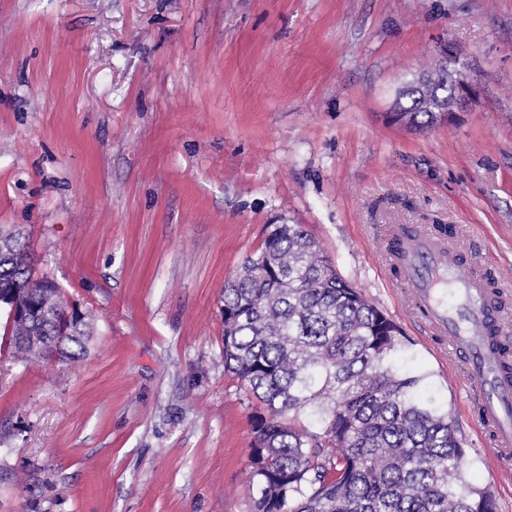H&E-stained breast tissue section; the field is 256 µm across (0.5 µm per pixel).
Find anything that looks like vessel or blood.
<instances>
[{"mask_svg":"<svg viewBox=\"0 0 512 512\" xmlns=\"http://www.w3.org/2000/svg\"><path fill=\"white\" fill-rule=\"evenodd\" d=\"M396 246L388 258L397 265L408 301L427 318V326L446 337L462 355L466 375L483 411L497 421L498 453H512V378L498 369L488 341L490 328H501L499 296L485 288L478 268L466 262L454 242L392 227Z\"/></svg>","mask_w":512,"mask_h":512,"instance_id":"vessel-or-blood-1","label":"vessel or blood"}]
</instances>
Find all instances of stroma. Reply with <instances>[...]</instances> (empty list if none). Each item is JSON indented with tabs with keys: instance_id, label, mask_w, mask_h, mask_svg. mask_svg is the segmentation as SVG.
Instances as JSON below:
<instances>
[{
	"instance_id": "35a3bbf8",
	"label": "stroma",
	"mask_w": 512,
	"mask_h": 512,
	"mask_svg": "<svg viewBox=\"0 0 512 512\" xmlns=\"http://www.w3.org/2000/svg\"><path fill=\"white\" fill-rule=\"evenodd\" d=\"M445 43L480 104L390 123ZM269 224L401 328L512 512V461L383 252L387 225L449 228L512 303V0H0V229L89 332L69 363L0 349V512H254L221 298Z\"/></svg>"
}]
</instances>
